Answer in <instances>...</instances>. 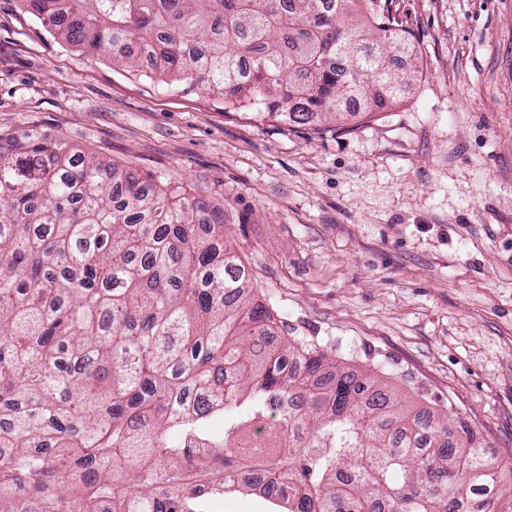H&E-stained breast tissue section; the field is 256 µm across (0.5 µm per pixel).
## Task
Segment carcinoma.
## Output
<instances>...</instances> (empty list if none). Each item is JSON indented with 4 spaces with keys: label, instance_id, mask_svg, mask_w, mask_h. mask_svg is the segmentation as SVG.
<instances>
[{
    "label": "carcinoma",
    "instance_id": "carcinoma-1",
    "mask_svg": "<svg viewBox=\"0 0 512 512\" xmlns=\"http://www.w3.org/2000/svg\"><path fill=\"white\" fill-rule=\"evenodd\" d=\"M89 53L298 124L396 103L382 0H29ZM251 60L249 74L239 58ZM224 210L58 146L0 159V512H512V462L307 337L271 343ZM207 506L215 512H269L285 511L280 506L267 502L259 492L256 491H229L219 498H209Z\"/></svg>",
    "mask_w": 512,
    "mask_h": 512
}]
</instances>
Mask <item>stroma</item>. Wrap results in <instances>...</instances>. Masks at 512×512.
Masks as SVG:
<instances>
[{"label": "stroma", "mask_w": 512, "mask_h": 512, "mask_svg": "<svg viewBox=\"0 0 512 512\" xmlns=\"http://www.w3.org/2000/svg\"><path fill=\"white\" fill-rule=\"evenodd\" d=\"M398 104L324 130L113 64L0 0V154L57 145L223 208L277 334L451 410L512 458V0H389Z\"/></svg>", "instance_id": "35a3bbf8"}]
</instances>
